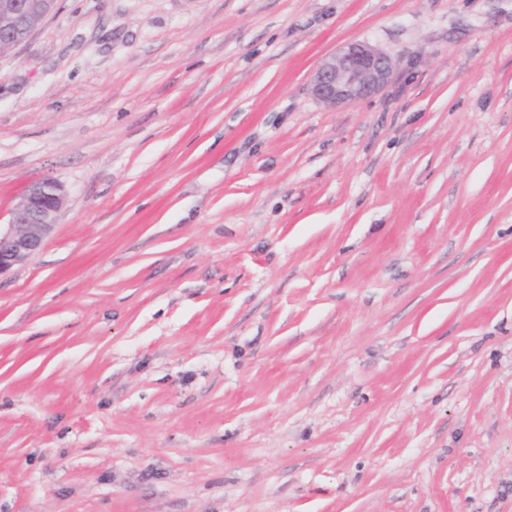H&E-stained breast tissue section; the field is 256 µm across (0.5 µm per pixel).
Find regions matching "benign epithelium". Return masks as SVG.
I'll return each mask as SVG.
<instances>
[{"instance_id":"obj_1","label":"benign epithelium","mask_w":512,"mask_h":512,"mask_svg":"<svg viewBox=\"0 0 512 512\" xmlns=\"http://www.w3.org/2000/svg\"><path fill=\"white\" fill-rule=\"evenodd\" d=\"M56 0H0V55L22 43L55 10ZM392 58L367 42L349 43L323 60L310 81L312 98L326 106L350 104L380 91L391 77ZM64 202L60 184L33 183L0 224V277L36 254L58 223Z\"/></svg>"}]
</instances>
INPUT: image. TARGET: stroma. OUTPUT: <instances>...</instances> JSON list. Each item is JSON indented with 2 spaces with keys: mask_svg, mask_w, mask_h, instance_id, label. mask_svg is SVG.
<instances>
[{
  "mask_svg": "<svg viewBox=\"0 0 512 512\" xmlns=\"http://www.w3.org/2000/svg\"><path fill=\"white\" fill-rule=\"evenodd\" d=\"M395 63L327 108L313 72ZM0 512H512V0H58L0 59ZM393 67L392 58L375 46L352 42L323 60L310 81V94L326 107L350 104L387 85ZM64 202L60 184L34 182L12 211L9 224H0V277L36 254L58 222Z\"/></svg>",
  "mask_w": 512,
  "mask_h": 512,
  "instance_id": "obj_1",
  "label": "stroma"
}]
</instances>
